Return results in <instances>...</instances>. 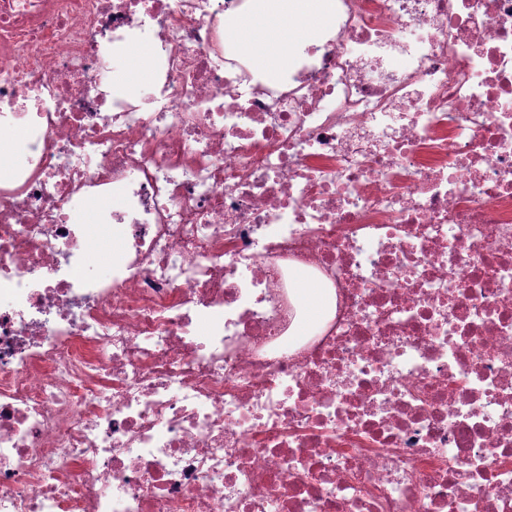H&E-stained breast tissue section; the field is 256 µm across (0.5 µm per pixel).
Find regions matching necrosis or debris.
Listing matches in <instances>:
<instances>
[{
    "mask_svg": "<svg viewBox=\"0 0 512 512\" xmlns=\"http://www.w3.org/2000/svg\"><path fill=\"white\" fill-rule=\"evenodd\" d=\"M260 6L0 0V512H512V0ZM284 3L286 6L282 10L266 11L245 18L237 26L240 41L271 74H277L288 64L285 47L292 40L295 30L301 24L311 29L322 21L310 6L311 0H305L306 8L301 18L288 16V0ZM121 252V245L112 241V238L102 239L93 246L94 265L89 269V274L103 275L112 267Z\"/></svg>",
    "mask_w": 512,
    "mask_h": 512,
    "instance_id": "necrosis-or-debris-1",
    "label": "necrosis or debris"
}]
</instances>
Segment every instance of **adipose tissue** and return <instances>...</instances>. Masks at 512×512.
I'll return each mask as SVG.
<instances>
[{
    "label": "adipose tissue",
    "instance_id": "adipose-tissue-1",
    "mask_svg": "<svg viewBox=\"0 0 512 512\" xmlns=\"http://www.w3.org/2000/svg\"><path fill=\"white\" fill-rule=\"evenodd\" d=\"M313 9H305L301 18L289 16L287 10H272L241 20L237 26L240 41L261 61L270 73H278L288 63L285 47L296 29L320 24Z\"/></svg>",
    "mask_w": 512,
    "mask_h": 512
}]
</instances>
